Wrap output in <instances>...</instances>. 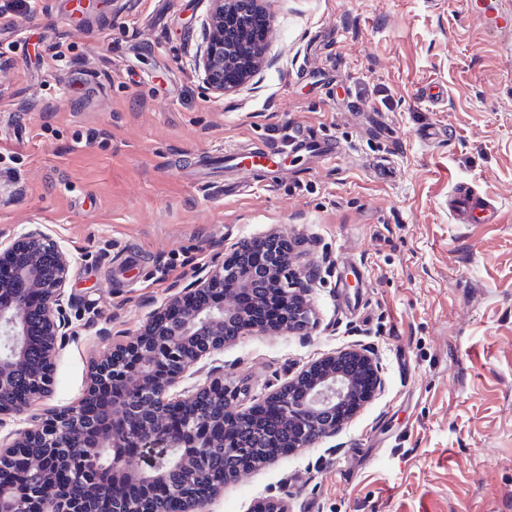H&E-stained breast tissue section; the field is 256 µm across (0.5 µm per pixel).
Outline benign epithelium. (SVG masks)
<instances>
[{
  "instance_id": "benign-epithelium-1",
  "label": "benign epithelium",
  "mask_w": 512,
  "mask_h": 512,
  "mask_svg": "<svg viewBox=\"0 0 512 512\" xmlns=\"http://www.w3.org/2000/svg\"><path fill=\"white\" fill-rule=\"evenodd\" d=\"M265 0H211L205 35L194 57V69L206 89L222 97L249 81L263 63L265 50L242 45L240 29L264 16ZM259 240L240 241L236 261L226 260L200 269L190 283L175 286L164 307L149 316L140 338L112 350L91 375L89 392L105 379L116 397L112 417H136L137 429L123 435L103 433L84 441L80 406L49 418L29 413L38 396L51 393L53 371L67 336L71 335L68 294L72 274L70 254L36 228L0 249V414L23 417L25 427L0 435V512H28L27 499L13 488L27 483L28 466L46 476L43 512H83L77 505L56 508L52 474L56 448L86 459L85 482L106 469L116 483L154 485L168 495L167 480L180 470L196 485L195 502L177 501L178 512H206L224 489V475L198 474L183 448H235L224 427L252 421L259 405L238 409L234 396L224 391V379L194 386L193 397H181L178 388L190 369L224 351L230 338L273 331L305 335L316 326L306 296L311 278L294 274L286 257L270 249L264 266L252 273L243 269ZM285 307V321L272 329L257 323L230 298L251 292L262 298L264 288ZM384 387L382 366L366 348L333 352L304 367L287 383L271 391L266 400L278 405L288 447L308 448L342 429ZM211 398L221 404L210 416L198 403ZM182 415V434H170L165 411ZM126 512H172L166 499L131 504ZM254 512H291L288 501L270 498Z\"/></svg>"
}]
</instances>
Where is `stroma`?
<instances>
[{"instance_id": "1", "label": "stroma", "mask_w": 512, "mask_h": 512, "mask_svg": "<svg viewBox=\"0 0 512 512\" xmlns=\"http://www.w3.org/2000/svg\"><path fill=\"white\" fill-rule=\"evenodd\" d=\"M0 244L41 228L72 256V334L53 393L79 403L92 367L135 340L173 284L279 229L317 267L312 335H245L217 356L251 405L308 362L372 348L385 389L338 435L224 486L209 512H512V0H268V62L213 97L192 68L210 0H108L65 29L61 0H0ZM61 53L43 70L40 58ZM441 100H421L429 87ZM343 152L251 166L291 123ZM450 127L427 143V125ZM241 147L230 196L199 157ZM390 156L394 181L378 180ZM472 186L495 224H456Z\"/></svg>"}]
</instances>
